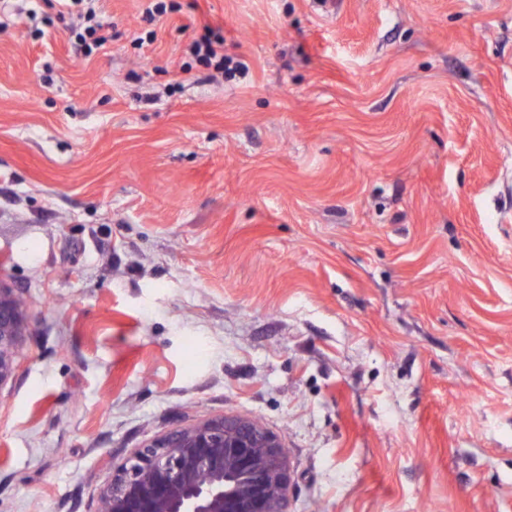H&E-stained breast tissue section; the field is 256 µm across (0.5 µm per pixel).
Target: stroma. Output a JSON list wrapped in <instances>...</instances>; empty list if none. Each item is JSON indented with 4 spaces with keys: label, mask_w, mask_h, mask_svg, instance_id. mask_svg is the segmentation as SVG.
Masks as SVG:
<instances>
[{
    "label": "stroma",
    "mask_w": 512,
    "mask_h": 512,
    "mask_svg": "<svg viewBox=\"0 0 512 512\" xmlns=\"http://www.w3.org/2000/svg\"><path fill=\"white\" fill-rule=\"evenodd\" d=\"M151 2L87 56L45 0L0 27V512L236 414L288 512H512V0ZM189 52L198 64L213 69L216 75L212 74L211 78L218 74L222 77L224 75L235 77L245 68L241 62L225 57L222 43L209 34L195 38L189 45ZM27 329L25 302L0 279V389L14 377L17 353Z\"/></svg>",
    "instance_id": "35a3bbf8"
}]
</instances>
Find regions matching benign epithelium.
I'll use <instances>...</instances> for the list:
<instances>
[{"label":"benign epithelium","mask_w":512,"mask_h":512,"mask_svg":"<svg viewBox=\"0 0 512 512\" xmlns=\"http://www.w3.org/2000/svg\"><path fill=\"white\" fill-rule=\"evenodd\" d=\"M28 329L25 302L0 278V388ZM281 438L248 417L219 416L150 442L112 470L97 512H288Z\"/></svg>","instance_id":"benign-epithelium-1"}]
</instances>
